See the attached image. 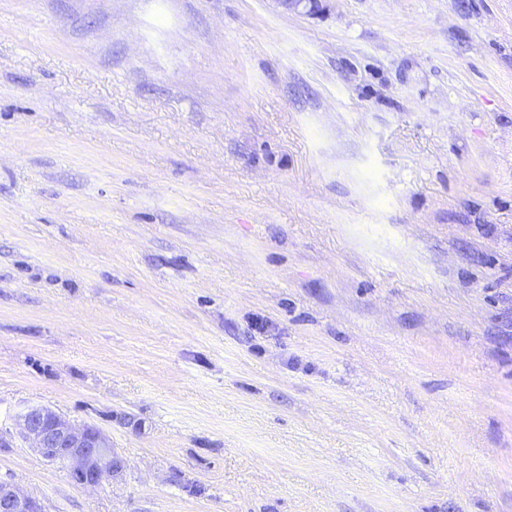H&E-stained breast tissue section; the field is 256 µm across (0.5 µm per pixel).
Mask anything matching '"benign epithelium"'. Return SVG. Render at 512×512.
Wrapping results in <instances>:
<instances>
[{
    "instance_id": "1",
    "label": "benign epithelium",
    "mask_w": 512,
    "mask_h": 512,
    "mask_svg": "<svg viewBox=\"0 0 512 512\" xmlns=\"http://www.w3.org/2000/svg\"><path fill=\"white\" fill-rule=\"evenodd\" d=\"M276 2L308 16L323 9L321 0ZM18 426L21 438L46 460L64 467L78 486L95 487L123 471L124 461L112 451L107 435L92 425L77 426L50 409L30 406L19 415ZM0 512H42V506L12 482L0 480Z\"/></svg>"
}]
</instances>
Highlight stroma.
Segmentation results:
<instances>
[{"label":"stroma","instance_id":"1","mask_svg":"<svg viewBox=\"0 0 512 512\" xmlns=\"http://www.w3.org/2000/svg\"><path fill=\"white\" fill-rule=\"evenodd\" d=\"M0 479L512 512V0H0ZM18 426L21 438L46 460L64 467L78 486L95 487L123 471V459L97 427L76 426L41 406H30L21 413Z\"/></svg>","mask_w":512,"mask_h":512}]
</instances>
